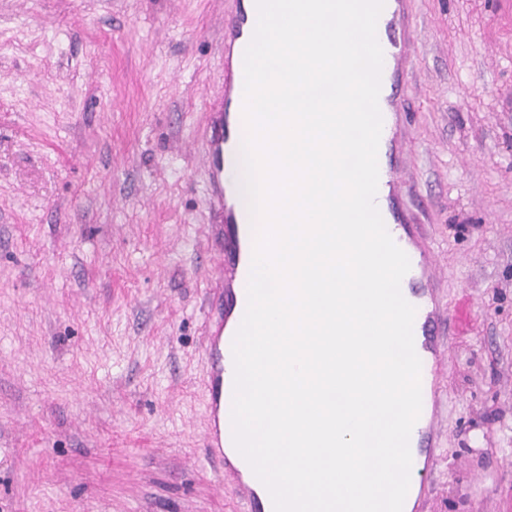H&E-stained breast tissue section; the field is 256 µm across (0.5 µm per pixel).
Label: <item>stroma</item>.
Segmentation results:
<instances>
[{"label": "stroma", "mask_w": 512, "mask_h": 512, "mask_svg": "<svg viewBox=\"0 0 512 512\" xmlns=\"http://www.w3.org/2000/svg\"><path fill=\"white\" fill-rule=\"evenodd\" d=\"M403 206L453 331L424 512H512V0H411ZM224 0H0V512H243L200 459Z\"/></svg>", "instance_id": "obj_1"}]
</instances>
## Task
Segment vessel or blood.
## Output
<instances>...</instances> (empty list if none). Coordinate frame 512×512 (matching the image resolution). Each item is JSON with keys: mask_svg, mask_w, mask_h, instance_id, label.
Listing matches in <instances>:
<instances>
[{"mask_svg": "<svg viewBox=\"0 0 512 512\" xmlns=\"http://www.w3.org/2000/svg\"><path fill=\"white\" fill-rule=\"evenodd\" d=\"M257 22L255 0H229L224 12V86L205 103V203L210 214L207 247L211 257V286L206 296L203 355L205 373L206 457L224 471L230 487L246 512H274L271 496L233 443L231 411L234 394L233 340L247 306V284L253 255L254 232L249 211L239 203L235 170L246 135L243 119L244 52ZM417 29L406 0H384L376 28L383 51L378 105L382 131L377 161L376 207L396 245L409 258L404 283L416 309L414 348L421 360L422 409L409 441L412 456L409 490L403 512H420L426 497L422 480L435 463L438 382L446 375L447 332L457 311L440 308L436 301V254L423 246L424 227L401 207L408 190L404 176L405 136L400 125L401 92L409 76V46Z\"/></svg>", "mask_w": 512, "mask_h": 512, "instance_id": "obj_1", "label": "vessel or blood"}]
</instances>
